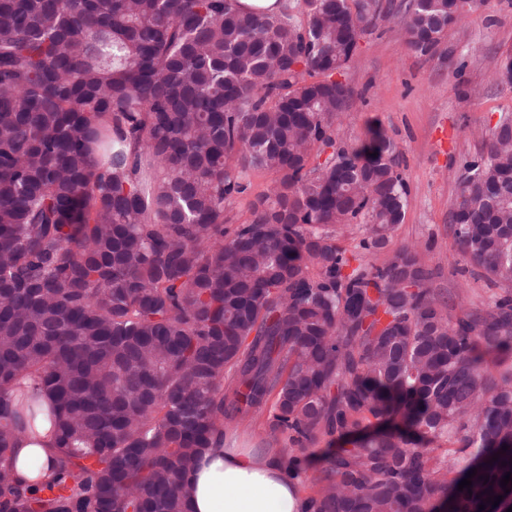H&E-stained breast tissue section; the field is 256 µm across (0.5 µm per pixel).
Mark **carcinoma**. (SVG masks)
I'll return each mask as SVG.
<instances>
[{"label":"carcinoma","mask_w":512,"mask_h":512,"mask_svg":"<svg viewBox=\"0 0 512 512\" xmlns=\"http://www.w3.org/2000/svg\"><path fill=\"white\" fill-rule=\"evenodd\" d=\"M399 9L430 59L473 5ZM386 18L0 0V512H190L201 452L263 410L293 451L340 443L309 512L512 506V114L449 210L455 263L500 285L483 308L428 287V242L382 266L336 242L359 219L382 250L404 216L390 139L336 144V76ZM493 80L512 86L511 54ZM253 169L277 184L229 231ZM43 420L57 466L26 484L13 449Z\"/></svg>","instance_id":"obj_1"}]
</instances>
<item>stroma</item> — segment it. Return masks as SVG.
<instances>
[{
	"instance_id": "35a3bbf8",
	"label": "stroma",
	"mask_w": 512,
	"mask_h": 512,
	"mask_svg": "<svg viewBox=\"0 0 512 512\" xmlns=\"http://www.w3.org/2000/svg\"><path fill=\"white\" fill-rule=\"evenodd\" d=\"M381 2L390 19L361 41L343 76L353 102L336 120V142L356 146L370 127L380 125L396 146L409 195L389 248L366 260L379 266L404 244L432 241L426 255L435 271L431 288L446 297L461 296L467 309H479L489 289L479 268L470 265L461 272L450 263L456 245L449 206L460 164L479 152L500 113L512 112V87L490 78L512 50V0H481L463 21L468 47H459L451 30L443 45L453 48V56L432 59L409 49L394 10L400 0Z\"/></svg>"
}]
</instances>
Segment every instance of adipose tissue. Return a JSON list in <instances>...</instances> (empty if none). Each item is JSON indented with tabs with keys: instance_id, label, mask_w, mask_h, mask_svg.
Wrapping results in <instances>:
<instances>
[{
	"instance_id": "ef3b65f1",
	"label": "adipose tissue",
	"mask_w": 512,
	"mask_h": 512,
	"mask_svg": "<svg viewBox=\"0 0 512 512\" xmlns=\"http://www.w3.org/2000/svg\"><path fill=\"white\" fill-rule=\"evenodd\" d=\"M14 464L17 476L33 484L54 471L56 453L49 440L36 444L25 436ZM287 469V458L240 447L237 431H227L223 445L205 449L190 473V512H304L307 498Z\"/></svg>"
}]
</instances>
